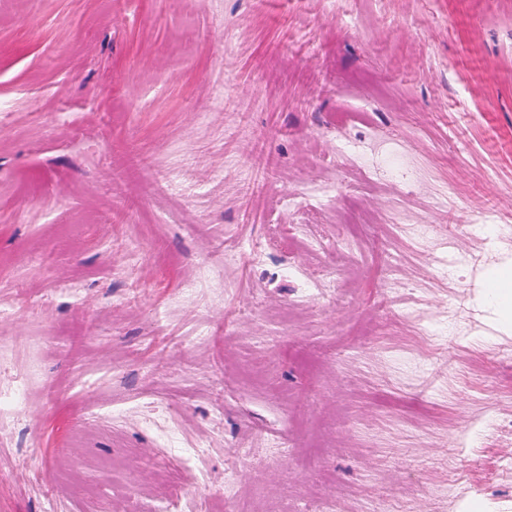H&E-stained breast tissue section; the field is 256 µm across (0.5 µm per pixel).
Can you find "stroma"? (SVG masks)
<instances>
[{
  "label": "stroma",
  "instance_id": "obj_1",
  "mask_svg": "<svg viewBox=\"0 0 512 512\" xmlns=\"http://www.w3.org/2000/svg\"><path fill=\"white\" fill-rule=\"evenodd\" d=\"M506 258L512 0H0V512H512ZM482 298L494 307V324L504 334L512 333V260L505 259L486 270L480 280Z\"/></svg>",
  "mask_w": 512,
  "mask_h": 512
}]
</instances>
